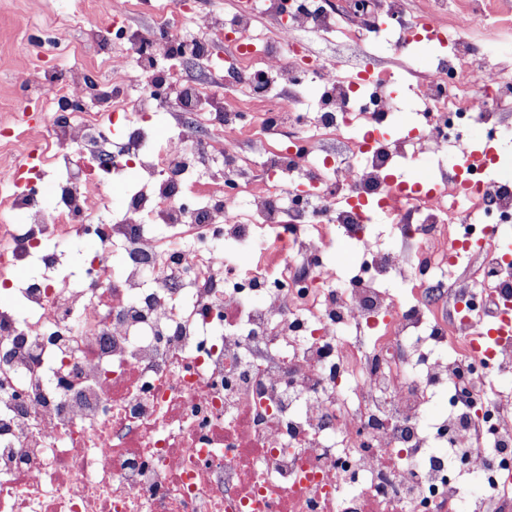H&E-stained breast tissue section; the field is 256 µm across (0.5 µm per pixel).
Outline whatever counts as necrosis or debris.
Returning <instances> with one entry per match:
<instances>
[{"label": "necrosis or debris", "instance_id": "obj_1", "mask_svg": "<svg viewBox=\"0 0 512 512\" xmlns=\"http://www.w3.org/2000/svg\"><path fill=\"white\" fill-rule=\"evenodd\" d=\"M294 29L336 23L333 0H259ZM489 0H458L451 13L404 19V0H356L353 19L382 12L405 33L449 44L456 67L429 71L422 121L405 136L380 132L397 109L390 74L367 68L352 76L329 70L297 44L287 53L257 51L244 36L253 11L205 19L231 42L238 61L262 55L288 93L263 81L232 103L235 118L202 132L195 109L205 88L160 91L142 71V93L113 100L138 115L123 148L89 152L86 163L115 172L136 168L139 185L119 221L101 222L112 198L106 185L66 179L59 202L43 208L31 177L0 164V184L23 223L0 224V512H512V405L485 387L512 373V343L480 354L472 337L512 299V263L483 246L490 225L512 221V183L488 185L480 170L464 186L441 177L440 192L418 194L390 179L396 159L438 152L465 135L512 134V64L479 73L462 29L489 16ZM147 55L196 40L169 37L165 25L127 33ZM325 106L304 112L291 97L308 80ZM89 74L63 75L48 119L59 161L87 140L99 115L79 109ZM180 117V139L147 146L148 116ZM293 137L267 153L272 183L244 179V141L272 128ZM333 138L337 155L324 148ZM221 152V194L203 218L179 196L187 161L201 149ZM251 214H244L243 199ZM381 207L407 251H381L367 237L369 204ZM168 224L176 237L140 233ZM361 260L348 279L325 262L337 232ZM262 235L248 265L223 254L217 239ZM94 236L99 246L83 279L60 278L64 256L43 249ZM186 236L200 238L186 248ZM123 243L128 259L113 262ZM477 251V274L495 271L487 289L452 288L463 253ZM37 260L45 275L16 284L15 267ZM420 301L392 300L381 278H416ZM454 359L433 356L445 344ZM448 387L451 411L432 418L434 392ZM450 447L434 454L435 441ZM483 487L464 498L460 475Z\"/></svg>", "mask_w": 512, "mask_h": 512}]
</instances>
